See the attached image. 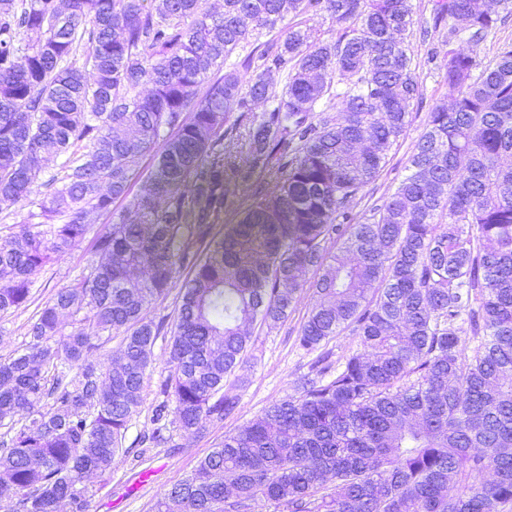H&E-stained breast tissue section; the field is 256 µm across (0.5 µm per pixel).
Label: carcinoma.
<instances>
[{
	"mask_svg": "<svg viewBox=\"0 0 512 512\" xmlns=\"http://www.w3.org/2000/svg\"><path fill=\"white\" fill-rule=\"evenodd\" d=\"M497 2L436 0L433 29L473 50L448 49L449 103L429 113L379 217L344 225L419 96L393 38L415 24L409 0H224L216 13L199 0H0V212L33 206L0 247V313L85 239L88 212L126 199L134 213L96 235L87 273L0 362L1 504L88 512L86 481L112 473L141 412L164 329L147 310L189 265L156 422L170 413L192 436L233 413L240 395L224 381L253 323L281 322L307 290L299 346L348 328L359 349L320 354L297 394L224 437L157 512L256 499L274 512H512V44L489 62L476 50L512 15V0ZM324 13L334 38L304 24ZM264 30L278 34L224 69ZM335 99V121L313 123ZM259 104L270 108L245 132L225 127ZM226 141L273 187L201 259L193 239L224 206ZM155 148L161 185L128 197ZM46 170L53 192L36 202ZM334 236L346 237L339 257L325 247Z\"/></svg>",
	"mask_w": 512,
	"mask_h": 512,
	"instance_id": "cac0c4a2",
	"label": "carcinoma"
}]
</instances>
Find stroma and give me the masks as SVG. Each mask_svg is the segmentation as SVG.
Segmentation results:
<instances>
[{
	"instance_id": "stroma-1",
	"label": "stroma",
	"mask_w": 512,
	"mask_h": 512,
	"mask_svg": "<svg viewBox=\"0 0 512 512\" xmlns=\"http://www.w3.org/2000/svg\"><path fill=\"white\" fill-rule=\"evenodd\" d=\"M433 3L434 0H411L416 26L407 33L406 41L412 51L421 95L413 105L407 128L389 150L379 176L350 202L348 212L354 220L371 218L405 177L409 157L426 129L429 113L447 99L444 64L448 50L470 49L467 42L449 41L444 30L434 33L431 39H422L421 27L432 23ZM270 181L269 174L249 172L245 159L237 158L235 169L224 173L223 209L213 223L202 227L195 239L193 249L198 256H205L228 225L236 223L241 213L255 202V188ZM90 259L91 242L86 239L40 271L27 307L0 314V361L30 344V323L59 289L86 272ZM190 275V267L179 268L168 293L148 310V318L164 321L166 329L156 341L154 363L144 384V405L128 426L125 447H136L140 435L153 428L152 411L163 399L162 387L170 374L166 363L170 330L177 318L182 286ZM310 304L309 296H302L284 321L272 327L256 323L244 360L234 374L240 382V402L234 413L221 421L203 420L200 432L192 437L184 435L175 425H167L164 431L167 444L147 448L140 458L126 456L110 476L87 482L89 512H156L157 502L170 485L191 476L199 461L219 447L225 436L236 433L275 402L295 394L298 380L309 372L316 358L315 353L297 343Z\"/></svg>"
}]
</instances>
